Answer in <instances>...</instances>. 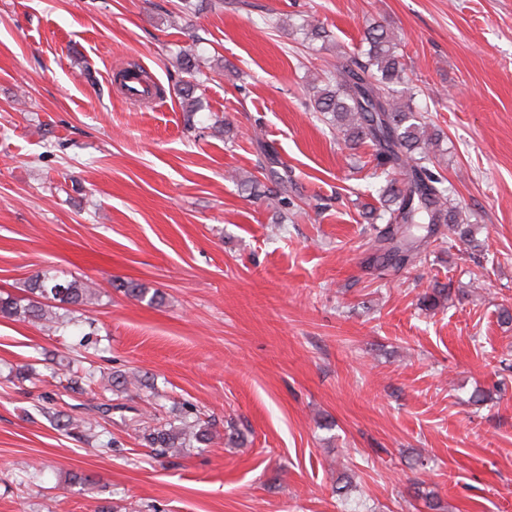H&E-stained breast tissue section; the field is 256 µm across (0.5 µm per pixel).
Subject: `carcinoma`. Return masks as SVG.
<instances>
[{
    "mask_svg": "<svg viewBox=\"0 0 512 512\" xmlns=\"http://www.w3.org/2000/svg\"><path fill=\"white\" fill-rule=\"evenodd\" d=\"M363 42L367 44L365 60L324 70V84L317 88L308 108L331 116L347 147L368 142L374 148L376 166L386 176L381 193L386 221L381 235L384 258L397 260L399 266L416 263L428 248L439 245L441 224L448 225V232L461 243L470 244V226L462 223L452 206L444 178L432 170L437 137L428 132L426 122L413 107L416 86L407 74L401 39L377 25L366 28ZM180 70L190 80L179 84V95L187 111L193 112V80L201 70L187 52L181 58ZM28 292L25 304L0 295V317L55 330L60 325L58 310L69 315L65 321L68 325L75 321L71 313L95 295L89 280L47 274L31 280ZM136 431L142 445L159 456L194 442L206 445L212 438L209 423L190 411L178 425L153 414L150 422Z\"/></svg>",
    "mask_w": 512,
    "mask_h": 512,
    "instance_id": "carcinoma-1",
    "label": "carcinoma"
}]
</instances>
